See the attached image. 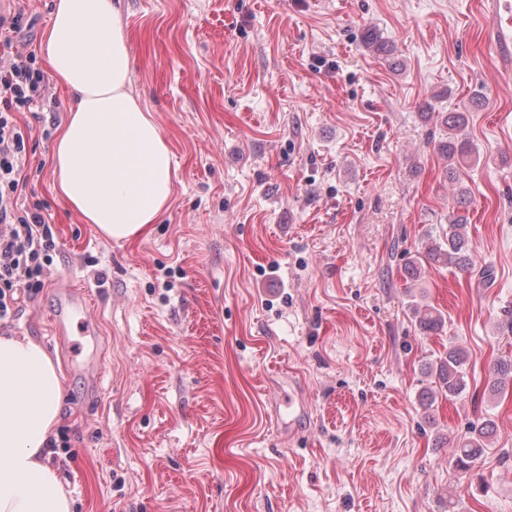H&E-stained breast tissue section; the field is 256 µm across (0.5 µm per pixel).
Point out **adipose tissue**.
Segmentation results:
<instances>
[{
    "label": "adipose tissue",
    "instance_id": "ef3b65f1",
    "mask_svg": "<svg viewBox=\"0 0 512 512\" xmlns=\"http://www.w3.org/2000/svg\"><path fill=\"white\" fill-rule=\"evenodd\" d=\"M46 57L71 97L53 144L55 188L107 239L156 223L174 195V155L131 91V58L117 0H53ZM63 385L45 349L0 336V512H71L49 465Z\"/></svg>",
    "mask_w": 512,
    "mask_h": 512
}]
</instances>
